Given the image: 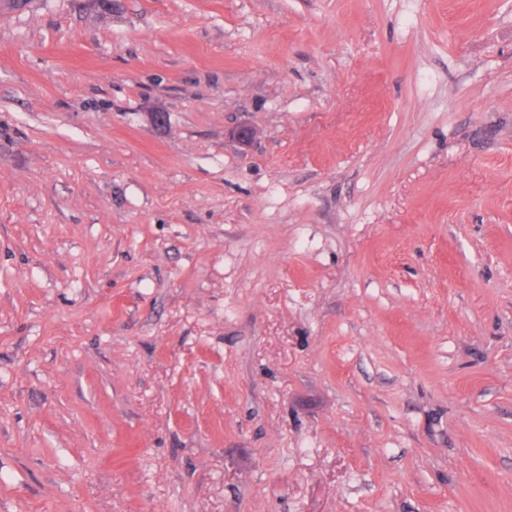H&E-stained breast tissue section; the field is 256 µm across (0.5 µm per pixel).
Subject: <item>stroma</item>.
<instances>
[{
	"mask_svg": "<svg viewBox=\"0 0 512 512\" xmlns=\"http://www.w3.org/2000/svg\"><path fill=\"white\" fill-rule=\"evenodd\" d=\"M19 2L0 512H512V0Z\"/></svg>",
	"mask_w": 512,
	"mask_h": 512,
	"instance_id": "1",
	"label": "stroma"
}]
</instances>
